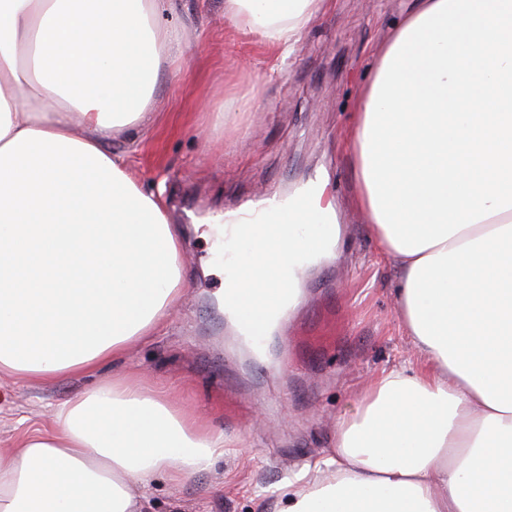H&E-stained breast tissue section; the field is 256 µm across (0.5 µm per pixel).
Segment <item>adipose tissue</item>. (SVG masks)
Here are the masks:
<instances>
[{"mask_svg": "<svg viewBox=\"0 0 512 512\" xmlns=\"http://www.w3.org/2000/svg\"><path fill=\"white\" fill-rule=\"evenodd\" d=\"M327 0H224L286 58ZM173 0H0V371L50 384L164 325L180 230L127 158L160 67L181 74ZM354 208L398 269L418 365L382 370L280 512H512V0H417L359 99ZM0 451V512H148L224 455L167 392L117 379Z\"/></svg>", "mask_w": 512, "mask_h": 512, "instance_id": "obj_1", "label": "adipose tissue"}]
</instances>
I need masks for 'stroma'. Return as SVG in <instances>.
<instances>
[{"label": "stroma", "instance_id": "obj_1", "mask_svg": "<svg viewBox=\"0 0 512 512\" xmlns=\"http://www.w3.org/2000/svg\"><path fill=\"white\" fill-rule=\"evenodd\" d=\"M412 0H331L275 76L268 48L224 23V0H175L186 31L185 79L158 73L155 128L131 154L145 189L164 187L170 223L184 227L185 289L162 332L88 375L45 384L0 374V450L52 425L55 406L118 378L168 387L178 403L224 434V457L175 484L154 476L152 512H276L280 486L333 448L339 420L359 410L378 372L414 360L400 317L398 271L352 208L346 150L351 116L376 59ZM224 127L212 130V110ZM352 225L349 242L304 266L300 300L267 351L243 350L226 317L224 273L205 221L256 194L303 184Z\"/></svg>", "mask_w": 512, "mask_h": 512}]
</instances>
